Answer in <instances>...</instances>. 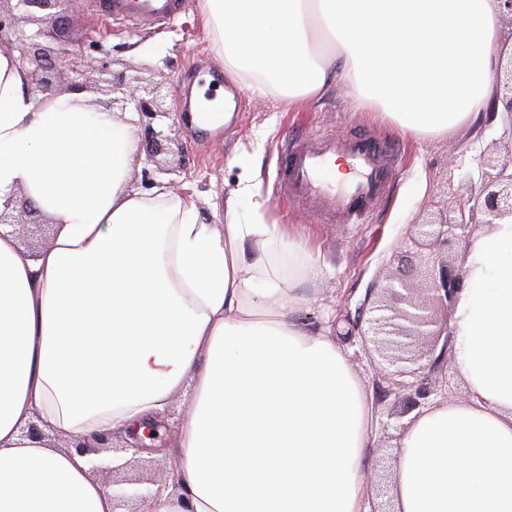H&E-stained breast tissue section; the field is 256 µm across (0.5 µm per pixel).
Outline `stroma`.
<instances>
[{"label":"stroma","mask_w":512,"mask_h":512,"mask_svg":"<svg viewBox=\"0 0 512 512\" xmlns=\"http://www.w3.org/2000/svg\"><path fill=\"white\" fill-rule=\"evenodd\" d=\"M63 41L75 61L93 58L96 71L81 79L92 104L103 106L108 95L103 76L159 86L165 108L172 112L174 140L168 156L177 169L159 175L162 183L176 182L177 192L196 195L200 219L215 223L214 207L223 203L241 174L236 156L246 155L259 167L256 187L269 200V223L281 224L309 237L321 249L333 275L312 287L315 304L303 317L307 322L330 323L339 344L350 350L363 376L375 411L370 472L391 480L399 439L396 396L381 397L375 369L360 337L347 336L350 324L361 316L371 284L396 270L397 251L417 252L416 224L449 216L453 202L477 195L484 181L483 159L512 155V115L485 112L477 122L454 136L417 141L400 131L380 111L358 102L344 89L333 87L300 108L251 88H243L228 123L216 128L193 122L190 100L195 84L186 78L191 69L220 70L224 59L212 46L197 5H190L173 26L142 33L123 26L104 27L86 9L71 14L62 30ZM330 127L338 134H368L388 142L398 158V172L389 195L361 224H330L320 216L274 203L276 154L292 134H316Z\"/></svg>","instance_id":"1"}]
</instances>
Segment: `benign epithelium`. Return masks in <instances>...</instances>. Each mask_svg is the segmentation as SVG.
Segmentation results:
<instances>
[{
	"instance_id": "1",
	"label": "benign epithelium",
	"mask_w": 512,
	"mask_h": 512,
	"mask_svg": "<svg viewBox=\"0 0 512 512\" xmlns=\"http://www.w3.org/2000/svg\"><path fill=\"white\" fill-rule=\"evenodd\" d=\"M17 7L26 13L38 29L31 34L23 30L14 33L8 41L19 52L21 63L36 64L35 81L44 91L50 90V74L56 67L71 64L68 49L61 44L45 45L43 40L54 37L68 20V14L77 10L79 0H16ZM123 97L114 98L112 104L125 109L131 105L139 116L143 143L145 180L152 181V174H168L173 171L160 156L167 153L172 142L171 113L163 108L155 88L128 85L122 90ZM487 165L493 172L486 174L480 195L452 206L456 216L439 222L426 221L417 225L418 237L431 248L418 255L421 274L414 277L406 270H399L380 284L369 288L374 297L368 318L357 321L347 335L368 338L376 351L395 370L382 376L387 386L384 396L404 394L402 414L408 415L420 408L433 394L432 375L447 372L453 357L454 336L448 322L438 317L439 309L455 304L459 292L465 286L462 269L448 263V247L454 243L469 244L475 216H483L484 224H499L512 220V158L490 159ZM31 202L19 201L12 211L0 212V227L27 225L25 216L37 215ZM116 440L112 451L125 453L130 458L123 464L128 467L142 461V443L131 444L120 435L102 433L93 439L77 440L74 448L83 455H95Z\"/></svg>"
}]
</instances>
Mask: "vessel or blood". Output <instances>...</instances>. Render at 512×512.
<instances>
[{"label": "vessel or blood", "instance_id": "obj_1", "mask_svg": "<svg viewBox=\"0 0 512 512\" xmlns=\"http://www.w3.org/2000/svg\"><path fill=\"white\" fill-rule=\"evenodd\" d=\"M189 0H87L100 23L151 30L173 24ZM344 159L351 174L334 185V166ZM393 151L369 135L341 136L336 131L286 139L277 154L275 199L307 207L328 221L359 224L380 203L396 174Z\"/></svg>", "mask_w": 512, "mask_h": 512}]
</instances>
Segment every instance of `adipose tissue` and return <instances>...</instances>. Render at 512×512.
<instances>
[{
	"instance_id": "1",
	"label": "adipose tissue",
	"mask_w": 512,
	"mask_h": 512,
	"mask_svg": "<svg viewBox=\"0 0 512 512\" xmlns=\"http://www.w3.org/2000/svg\"><path fill=\"white\" fill-rule=\"evenodd\" d=\"M225 74L296 105L334 86L421 139L488 111L497 0H198ZM132 113L72 91L35 97L0 45V211L28 198L55 226L36 255L0 229V512H113L74 439L129 442L192 387L140 512H371L374 408L350 354L306 322L332 273L265 221L244 173L224 221L194 194L130 187ZM251 201L241 222L240 198ZM451 361L462 400L433 399L398 444L393 512H512V223L474 236ZM39 422L45 437L23 429Z\"/></svg>"
}]
</instances>
